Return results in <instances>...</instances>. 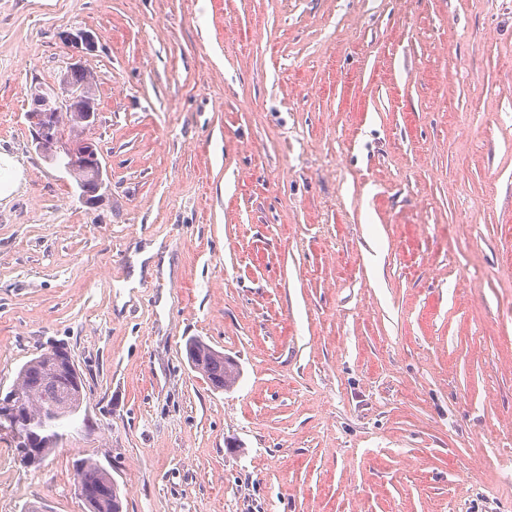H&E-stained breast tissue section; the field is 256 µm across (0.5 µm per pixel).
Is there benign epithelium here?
Returning a JSON list of instances; mask_svg holds the SVG:
<instances>
[{"mask_svg":"<svg viewBox=\"0 0 512 512\" xmlns=\"http://www.w3.org/2000/svg\"><path fill=\"white\" fill-rule=\"evenodd\" d=\"M64 111L76 113L79 123L76 138L67 136L57 127L56 115ZM27 118L31 123L36 149L46 161L71 175L82 191L90 183L97 192L105 186L103 165L101 161H94L90 156L95 145L88 137V132L96 125L97 113L94 112L87 88L65 81L61 91L52 95H37L34 108ZM21 425L25 426L24 432L17 435L24 448L21 460L26 464H35L39 462L44 449L55 442V438L38 433L37 424L29 419L17 394L0 397V427H8L15 432Z\"/></svg>","mask_w":512,"mask_h":512,"instance_id":"1","label":"benign epithelium"}]
</instances>
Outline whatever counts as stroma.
I'll list each match as a JSON object with an SVG mask.
<instances>
[{
    "mask_svg": "<svg viewBox=\"0 0 512 512\" xmlns=\"http://www.w3.org/2000/svg\"><path fill=\"white\" fill-rule=\"evenodd\" d=\"M77 63L93 207L25 118ZM53 346L80 419L0 433V512L83 457L123 512H512V0H0V390ZM186 352L191 365L208 380L214 390L224 391L236 383L238 374L228 358H224V353L198 338L186 342Z\"/></svg>",
    "mask_w": 512,
    "mask_h": 512,
    "instance_id": "1",
    "label": "stroma"
}]
</instances>
